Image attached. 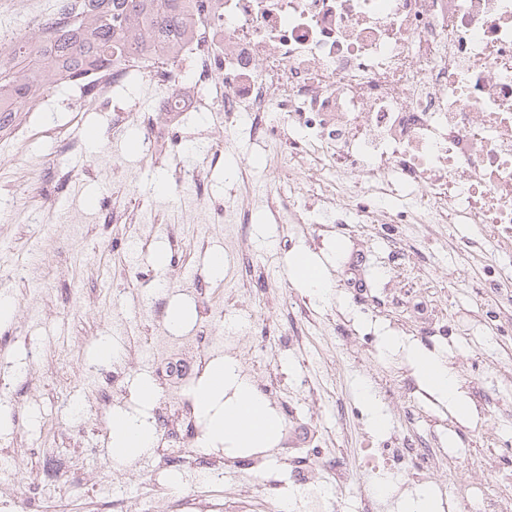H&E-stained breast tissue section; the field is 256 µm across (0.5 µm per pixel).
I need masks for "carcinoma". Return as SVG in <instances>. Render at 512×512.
<instances>
[{"label":"carcinoma","instance_id":"cac0c4a2","mask_svg":"<svg viewBox=\"0 0 512 512\" xmlns=\"http://www.w3.org/2000/svg\"><path fill=\"white\" fill-rule=\"evenodd\" d=\"M191 32L183 0H83L81 16L56 32L48 57L32 56L38 38L25 33L14 40L17 68L0 69V113L24 111L61 79L93 99L98 88L85 78L88 71L113 76L158 45L172 60Z\"/></svg>","mask_w":512,"mask_h":512}]
</instances>
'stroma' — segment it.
<instances>
[{
  "mask_svg": "<svg viewBox=\"0 0 512 512\" xmlns=\"http://www.w3.org/2000/svg\"><path fill=\"white\" fill-rule=\"evenodd\" d=\"M122 94L140 114L117 131L111 103L75 112L76 92L60 87L46 90L38 111L0 122V203L9 204L25 181L36 191L32 205L47 193L71 218L58 225L44 256L32 245L24 211L0 224V300L13 305L10 319L0 321V376L13 391L11 405L0 407V461L15 474L0 480V501L52 498L65 512H171L170 499L147 490L157 474L155 450L131 465L111 451L114 416L145 420L157 435L163 423L151 406L128 404L123 394L98 403L94 393L116 369L126 392L154 380L158 358L192 334L201 306L223 313L224 339L188 350L187 363L234 359L280 421L273 446L258 454L270 458L283 446L309 459L310 486H295L282 467L254 473L246 466L251 452L216 445L214 454L237 458L241 467L207 484L182 470L176 494L205 496L215 512H267L272 499L290 501L291 512H325L330 501L341 512H374V501L363 497L373 482L390 494L419 492L401 460L406 448L425 451L429 487L438 494L451 493L472 459L512 470V296L497 286L511 248L477 250L485 239L478 224H338L322 208L313 223H289L288 178L267 173L288 151L253 138L250 114L241 115L240 133L215 162L204 146L223 134L221 118L186 113L157 143L161 158L154 162L140 137L156 117L155 102L133 84ZM44 131L73 144L61 166L45 161ZM178 167L195 175L198 209L234 190L248 223L187 221ZM299 251L321 269L323 294L295 282L289 262ZM216 253L224 257L218 274L211 270ZM37 265L41 278L14 275ZM486 311L500 316L501 328L484 325ZM389 334L400 349L383 346ZM105 344L113 352L107 364L100 358ZM407 344L447 360L472 419L456 417L419 384ZM368 393L388 416L385 431L370 426ZM92 402L97 416L82 418ZM369 448L383 451L388 466L365 469ZM454 448L468 449L469 460L452 457ZM324 462L345 482L327 484ZM61 469L79 474L70 491L51 481ZM250 479L263 485L261 496H240Z\"/></svg>",
  "mask_w": 512,
  "mask_h": 512,
  "instance_id": "35a3bbf8",
  "label": "stroma"
}]
</instances>
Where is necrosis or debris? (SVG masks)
<instances>
[{
    "label": "necrosis or debris",
    "mask_w": 512,
    "mask_h": 512,
    "mask_svg": "<svg viewBox=\"0 0 512 512\" xmlns=\"http://www.w3.org/2000/svg\"><path fill=\"white\" fill-rule=\"evenodd\" d=\"M193 36L165 77L157 111L238 114L288 143V212L329 204L340 224H481L512 239V0H188ZM41 31L53 0H0ZM320 166L302 188L299 160ZM162 469L222 477L196 436L170 429ZM493 476L460 484L454 512H512Z\"/></svg>",
    "instance_id": "4bbe7bcc"
}]
</instances>
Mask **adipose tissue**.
Instances as JSON below:
<instances>
[{
	"instance_id": "obj_1",
	"label": "adipose tissue",
	"mask_w": 512,
	"mask_h": 512,
	"mask_svg": "<svg viewBox=\"0 0 512 512\" xmlns=\"http://www.w3.org/2000/svg\"><path fill=\"white\" fill-rule=\"evenodd\" d=\"M409 354L419 382L447 399L449 408L460 418H468L471 408L461 395L459 380L452 369L439 358L418 348H410ZM228 389L232 390L233 395L226 398L222 413L212 414L206 442H229L242 448L269 447L278 433V421L263 398L248 383L239 379L232 360H224L211 369L197 392L199 410L212 413L213 401ZM152 441L153 432L145 422L124 417L113 423V456H126L134 448H150Z\"/></svg>"
}]
</instances>
